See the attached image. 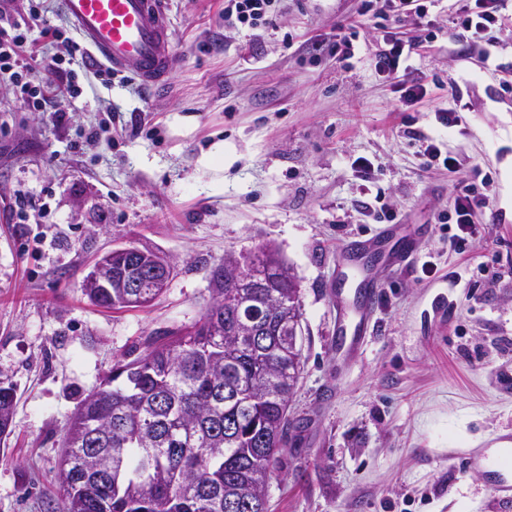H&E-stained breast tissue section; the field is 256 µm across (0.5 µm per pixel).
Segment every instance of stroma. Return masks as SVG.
<instances>
[{
  "instance_id": "obj_1",
  "label": "stroma",
  "mask_w": 512,
  "mask_h": 512,
  "mask_svg": "<svg viewBox=\"0 0 512 512\" xmlns=\"http://www.w3.org/2000/svg\"><path fill=\"white\" fill-rule=\"evenodd\" d=\"M358 0H280L274 26L224 22V0H168L169 90L110 83L74 64L67 123L17 111L0 84V384L16 389L0 438V512L60 506L61 445L79 400L148 342L199 322L225 254L278 251L302 301L304 370L268 489L269 512H512L465 459L512 436V0L488 48L449 32L457 0L367 22ZM419 43L426 96L403 103L372 58L381 31ZM357 32L354 54L330 50ZM116 121L94 143L105 110ZM462 120L444 127L442 110ZM459 166L424 167L428 138ZM367 158L374 180L356 165ZM479 165L490 208L464 254L441 222ZM23 192L38 208L18 221ZM381 203L419 239L387 273L370 333L336 353L341 248L380 231ZM126 246L174 260L144 308L106 309L81 285ZM434 262L425 275L421 264Z\"/></svg>"
}]
</instances>
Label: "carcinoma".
<instances>
[{
	"label": "carcinoma",
	"mask_w": 512,
	"mask_h": 512,
	"mask_svg": "<svg viewBox=\"0 0 512 512\" xmlns=\"http://www.w3.org/2000/svg\"><path fill=\"white\" fill-rule=\"evenodd\" d=\"M267 281L229 288V254L212 267V302L193 329L119 367L82 398L62 443L61 512H267L269 480L288 432L303 361L301 301L275 250L253 253ZM258 336H235L240 303ZM13 386L0 385V438Z\"/></svg>",
	"instance_id": "obj_1"
}]
</instances>
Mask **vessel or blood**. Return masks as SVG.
<instances>
[{"instance_id": "b4317fda", "label": "vessel or blood", "mask_w": 512, "mask_h": 512, "mask_svg": "<svg viewBox=\"0 0 512 512\" xmlns=\"http://www.w3.org/2000/svg\"><path fill=\"white\" fill-rule=\"evenodd\" d=\"M76 34L91 49L93 63L103 64L149 87H166L173 56V24L164 0H61ZM418 239L402 225L386 226L378 236L346 246L344 258L358 266L360 280L346 297L337 318L336 347L349 356L368 334L380 284L363 264L379 254L389 269L408 266L417 256ZM474 468L489 479L495 494L512 492V448L498 456H476Z\"/></svg>"}]
</instances>
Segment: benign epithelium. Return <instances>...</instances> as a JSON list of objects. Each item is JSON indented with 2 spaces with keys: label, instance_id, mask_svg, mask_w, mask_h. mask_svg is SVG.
<instances>
[{
  "label": "benign epithelium",
  "instance_id": "7a95c632",
  "mask_svg": "<svg viewBox=\"0 0 512 512\" xmlns=\"http://www.w3.org/2000/svg\"><path fill=\"white\" fill-rule=\"evenodd\" d=\"M115 252L109 251L103 254L92 270L86 276L83 287L102 289L112 292L114 288H127L130 294L127 295L132 301H139L146 305L151 301V297L157 292V289H165L169 285L166 277L158 276L162 271L174 270V263L162 256L152 257L156 263V268L152 273L156 274L154 278H147L134 266H129L120 273L113 272V256Z\"/></svg>",
  "mask_w": 512,
  "mask_h": 512
}]
</instances>
